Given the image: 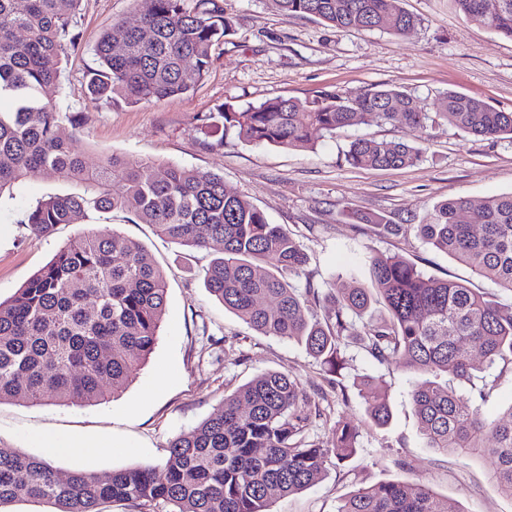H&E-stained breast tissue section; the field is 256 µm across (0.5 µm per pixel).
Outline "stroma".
<instances>
[{"mask_svg":"<svg viewBox=\"0 0 512 512\" xmlns=\"http://www.w3.org/2000/svg\"><path fill=\"white\" fill-rule=\"evenodd\" d=\"M401 5L418 23L395 36L379 30L340 32L311 18L286 17L271 0H224L236 33L216 47L208 74L193 92L157 103L112 105L87 97L86 74L97 65L94 47L100 36L115 24H135L137 4L81 0L73 17L78 44L62 57V91L53 103L75 116L72 146L87 168L114 154L223 176L228 191L246 196L271 223L295 235L315 286H325L338 272L362 268L367 252L375 250L401 256L436 278H469L475 291L511 302L512 292L470 276L416 233L394 238L376 225L349 223L345 213L372 212L393 224H422L437 202L511 192L512 141L477 138L443 122L424 130L370 124L299 151L246 145L231 136L211 146L196 130L201 115L225 103L244 107L277 96L304 100L327 93L354 98L381 86L430 101L455 90L512 112V40L465 22L448 0H401ZM357 137L406 142L420 148L423 159L407 168L356 169L345 153ZM82 190L75 182L31 175L0 197V298L12 297L79 234L116 231L143 245L165 276L159 340L127 388L109 402L86 407L0 403V451L44 455L38 442L43 435L91 442L90 450L52 458L62 478L77 469L104 474L157 464L169 442L216 412L225 395L260 374L282 372L298 378L308 392L325 390L332 420L357 427L361 436L354 456L328 458L315 484L271 500L268 512H337L359 487L411 479L447 498L453 512H512V499L499 492L489 458L427 447L410 398L425 374L378 364L354 342L342 371L346 394L337 396L304 346L258 333L207 292L205 271L219 246L200 250L170 243L153 226L133 223L121 211H93L79 223L32 235L23 222L31 204ZM363 376L374 378L388 396L387 428L368 422V403L354 387Z\"/></svg>","mask_w":512,"mask_h":512,"instance_id":"obj_1","label":"stroma"}]
</instances>
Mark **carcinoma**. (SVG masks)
Here are the masks:
<instances>
[{
    "instance_id": "obj_1",
    "label": "carcinoma",
    "mask_w": 512,
    "mask_h": 512,
    "mask_svg": "<svg viewBox=\"0 0 512 512\" xmlns=\"http://www.w3.org/2000/svg\"><path fill=\"white\" fill-rule=\"evenodd\" d=\"M80 0H0V98L15 101L0 111V196L30 174L85 185L82 193L40 199L24 223L33 235L74 224L91 210H120L151 224L170 242L197 249L223 246L206 288L224 308L265 336L294 339L330 375L345 364L353 336L380 364L437 376L469 387L463 396L435 381L414 386L411 399L430 448L463 456H490L500 492L512 498V405L489 418L494 370L512 373V303L476 292L466 280L426 275L415 264L373 251L366 255L370 287L355 273L339 272L327 288L300 276L307 261L299 242L248 199L226 191L218 174L171 165L157 172L149 161L116 155L94 170L71 147L74 119L53 109L59 64ZM139 23L113 26L94 52L98 67L87 75L94 100L159 102L193 90L212 64L213 47L234 35L224 0H136ZM283 15L312 17L339 31L382 30L403 35L416 25L399 0H272ZM467 22L512 40V0L488 11L484 0H449ZM193 72H188V64ZM398 107L392 111V107ZM442 119L485 139H512V112L448 91L436 109L426 99L381 87L356 98L326 94L312 100L274 97L259 105L230 104L208 115L198 130L208 138L232 133L244 144L311 149L316 141L361 124L398 119L426 128ZM420 149L403 142L353 140L346 161L354 168L413 166ZM124 190L112 193V181ZM352 223L376 224L389 236L405 234L378 214L345 213ZM431 248L463 263L473 275L512 292V192L479 202L440 201L430 221L416 225ZM324 303L325 316H311ZM167 305L160 270L139 243L114 232L87 231L69 241L7 301L0 300V401L40 405L53 399L87 406L122 388L155 348ZM370 423L383 427L390 409L383 388L370 377L356 383ZM324 409L301 382L281 372L263 373L224 396L221 409L177 435L159 465H137L104 476L83 470L57 478L40 456L0 452V504L37 500L56 512H101L124 502L151 512H266L270 499L315 483L326 459L356 452L358 431L339 421L327 442L310 439ZM337 512H450L448 500L416 482L384 481L362 487Z\"/></svg>"
}]
</instances>
